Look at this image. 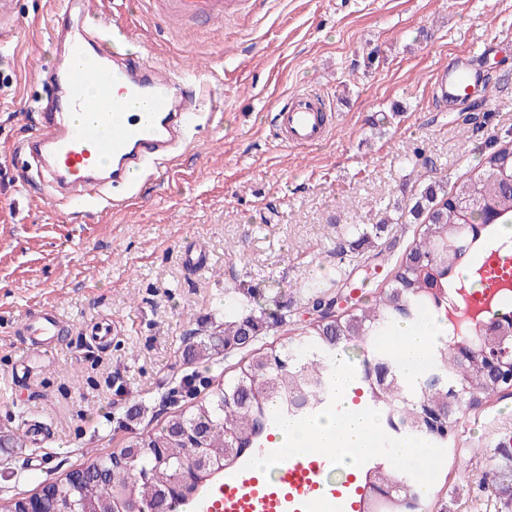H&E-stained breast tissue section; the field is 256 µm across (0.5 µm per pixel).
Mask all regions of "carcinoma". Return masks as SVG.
<instances>
[{"label": "carcinoma", "mask_w": 512, "mask_h": 512, "mask_svg": "<svg viewBox=\"0 0 512 512\" xmlns=\"http://www.w3.org/2000/svg\"><path fill=\"white\" fill-rule=\"evenodd\" d=\"M413 213L421 233L373 304L334 315L337 297L314 291L308 305L319 315L309 321L304 336L251 350L222 380L199 372L183 376L171 391L173 411L161 426L135 432L119 451L47 483L38 501L29 496L0 499V512L37 507L45 512H120L130 496L146 512H173L265 445L276 418H303L332 404L337 350L374 342L431 312L446 316L458 306L463 285L448 277L483 231L512 224V139L491 144L451 192L439 194L427 186ZM279 323L264 313H238L230 306L224 322L196 342L193 356L204 363L221 351L248 347ZM463 337L477 342L478 330L471 323L458 329L444 319L440 345L416 383L408 380L392 350H377L376 360L389 364V376L380 382L367 370L359 377V390L388 426L399 427L386 444L424 439L440 447L459 413L505 387L494 384L478 364L459 363L453 344ZM434 376L447 383L433 384ZM420 483L419 473L379 462L366 469L359 498L371 505L370 512H426Z\"/></svg>", "instance_id": "1"}]
</instances>
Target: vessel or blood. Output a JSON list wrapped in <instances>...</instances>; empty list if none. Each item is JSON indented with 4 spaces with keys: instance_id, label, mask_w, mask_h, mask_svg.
<instances>
[{
    "instance_id": "1",
    "label": "vessel or blood",
    "mask_w": 512,
    "mask_h": 512,
    "mask_svg": "<svg viewBox=\"0 0 512 512\" xmlns=\"http://www.w3.org/2000/svg\"><path fill=\"white\" fill-rule=\"evenodd\" d=\"M161 19L185 29L248 8L250 0H153ZM66 11L84 18V26H58L54 40L71 66L48 83L56 109L39 118L36 133L25 139L27 180L47 184L52 197L75 205L99 202L123 207L110 189L133 188L140 172L157 161L177 164L191 148L189 130L201 116L203 91L196 75L173 76L169 67L150 62L145 54L114 52L122 29L102 12L98 0H66ZM464 65L442 67L437 89L442 99H457L477 83ZM331 125L325 103L295 96L276 113L275 133L281 142L305 148L321 141ZM64 320L57 308L28 319L25 334L32 349L49 344ZM329 453L315 448L304 454L276 453L274 485H266L241 466L198 503L199 512H359L340 490L329 488L323 475Z\"/></svg>"
}]
</instances>
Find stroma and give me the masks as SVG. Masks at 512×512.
<instances>
[{"label": "stroma", "instance_id": "35a3bbf8", "mask_svg": "<svg viewBox=\"0 0 512 512\" xmlns=\"http://www.w3.org/2000/svg\"><path fill=\"white\" fill-rule=\"evenodd\" d=\"M62 2L15 0L0 48V436H31L0 446V498L31 495L159 427L169 391L197 368L190 345L227 306L287 314L261 338L278 344L310 319L305 284L367 298L387 287L420 231L410 210L424 187L454 186L512 135V0H270L258 17L186 32L150 0H103L134 47L194 71L224 109L203 114L171 177L139 175L126 207L54 205L23 183L15 149L39 120ZM459 58L492 93L436 98L438 70ZM294 94L327 101L322 143L274 135V111ZM191 241L209 252L196 273L180 257ZM43 306L65 325L35 352L23 327ZM101 321L112 325L104 342L92 334ZM437 456L428 512H512V488L485 479L512 468V390L461 416Z\"/></svg>", "mask_w": 512, "mask_h": 512}]
</instances>
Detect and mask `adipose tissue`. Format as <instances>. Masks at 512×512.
Segmentation results:
<instances>
[{"mask_svg": "<svg viewBox=\"0 0 512 512\" xmlns=\"http://www.w3.org/2000/svg\"><path fill=\"white\" fill-rule=\"evenodd\" d=\"M440 334L437 317L428 316L420 325L404 327L390 335L385 344L393 350L411 378H418ZM355 373L346 364H338L334 374L336 405L305 420L278 425L272 432L271 447L325 448L332 451L337 466L352 463L374 453L382 421L373 409L353 401Z\"/></svg>", "mask_w": 512, "mask_h": 512, "instance_id": "ef3b65f1", "label": "adipose tissue"}]
</instances>
